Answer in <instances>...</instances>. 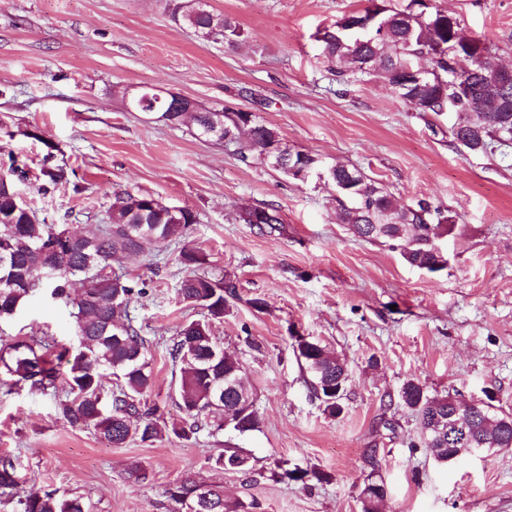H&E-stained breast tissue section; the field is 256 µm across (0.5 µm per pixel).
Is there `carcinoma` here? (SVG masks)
I'll list each match as a JSON object with an SVG mask.
<instances>
[{
	"label": "carcinoma",
	"instance_id": "carcinoma-1",
	"mask_svg": "<svg viewBox=\"0 0 512 512\" xmlns=\"http://www.w3.org/2000/svg\"><path fill=\"white\" fill-rule=\"evenodd\" d=\"M183 23L204 39L236 43L244 30L228 16L207 8L203 0L187 3ZM319 40L328 71L339 84L363 75L384 79L397 96L420 112L441 115L448 111V80L455 76L448 59L458 54L470 59V70L463 73L464 96L455 113L459 119L452 128L453 140L471 154H485L494 148L504 128L512 129V83L503 82L493 46L480 37L468 36L461 24H448V12L426 0H408L404 8L387 11L377 5L349 12L324 28ZM424 66L426 75L418 83L403 85V67ZM163 123L191 122L198 136L220 142L235 140L243 131L248 139L240 144L239 158L248 162L258 155L271 159L266 151L276 146L283 153L277 133L255 122L249 112H227L197 108L193 115L162 113ZM44 194L70 181L67 167L51 162L41 167ZM327 181L336 189L340 212L338 220L362 239H383L398 250L410 265L438 272V239L450 218L426 199L399 206L393 197L358 168L335 165L328 168ZM106 223L87 237L53 239L67 234L66 224H48L35 211L20 216L14 224L0 223V319L16 315L34 293L51 290L55 301L70 309L77 348L59 345L51 336L19 337L0 350V393L10 395L27 387L52 391L59 397L63 418L93 428L114 446L132 439L152 444L171 434L188 439L196 434L199 420L209 419L213 431L228 429L247 435L259 428L258 411L238 423L224 426V414L235 405L236 396L224 395L220 405L211 395L224 386V375L243 378L241 361L224 354L214 336L211 323L224 318L228 298L235 296L231 282L215 281L197 272L204 258L193 248L181 250L179 262L188 271L177 285L181 301L205 311L206 319L183 324L170 348L175 398L182 420L164 431L144 395L152 387L147 354L149 341L141 335L131 313V304L146 295V282L120 274L110 268L128 254L148 250L183 234L197 222L188 208L163 204L152 195L125 192L112 205ZM244 224H280L275 208H251L238 213ZM311 376L310 385L324 411L336 415V402L327 385L343 379L348 369L335 353L318 341L308 339L307 349L296 351ZM115 378L108 387L106 377ZM399 402L415 412L421 421L422 445L441 461L459 458L477 448L512 447V413L483 403L470 414L448 419L458 407L466 405L459 393L430 395L419 381L406 380L398 392ZM244 454L221 448L209 457L222 470L225 464L240 461ZM272 477L304 480L308 472L288 468L280 461ZM197 481L187 476L168 486L165 495L175 504L174 512H195ZM0 494L16 500L20 512H86L80 497L55 491L38 492L22 487L13 461L0 460ZM363 512H379L385 495L379 483L362 489ZM211 500L204 512H240V501L224 499L220 485L211 486Z\"/></svg>",
	"mask_w": 512,
	"mask_h": 512
}]
</instances>
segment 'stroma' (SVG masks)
Listing matches in <instances>:
<instances>
[{"instance_id":"1","label":"stroma","mask_w":512,"mask_h":512,"mask_svg":"<svg viewBox=\"0 0 512 512\" xmlns=\"http://www.w3.org/2000/svg\"><path fill=\"white\" fill-rule=\"evenodd\" d=\"M186 3L0 0V171L9 156L26 161L31 177L17 188L39 218L64 224L82 211L89 218L77 227L89 233L127 191L192 209L197 223L164 247L161 264L120 262L147 284L131 307L150 341L147 400L162 421L180 422L169 346L181 324L204 315L176 292L187 245L205 255L206 275L236 287L212 334L242 361L260 428L238 436L205 426L188 440L116 447L25 388L0 395V459L14 461L25 488L82 497L93 512H171L164 490L187 476L223 485L250 512H362L370 477L386 486L382 512H512V448L438 462L419 443L418 415L395 402L414 378L432 395H493L512 413V154L467 153L451 140V117L416 111L383 80L333 82L318 36L369 0H209L244 29L233 45L176 21ZM437 4L512 69V0ZM143 87L252 113L322 168L356 166L404 205L429 200L453 224L440 241L447 267L431 273L389 244L354 237L326 181L289 178L258 158L244 164L193 125L130 111L127 96ZM49 152L75 169L81 192H40ZM252 207L277 209L281 224L239 223ZM255 298L263 310L251 307ZM42 333L75 343L68 308L39 293L0 321V346ZM297 335L345 362L341 414L314 397ZM226 444L250 456L256 480L211 468ZM282 459L308 470L306 482L271 477ZM139 467L150 481L135 480Z\"/></svg>"}]
</instances>
